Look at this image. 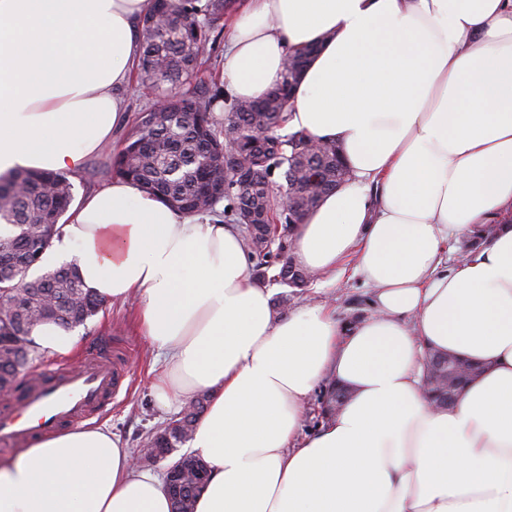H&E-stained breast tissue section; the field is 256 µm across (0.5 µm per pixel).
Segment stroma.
Here are the masks:
<instances>
[{"label":"stroma","instance_id":"35a3bbf8","mask_svg":"<svg viewBox=\"0 0 512 512\" xmlns=\"http://www.w3.org/2000/svg\"><path fill=\"white\" fill-rule=\"evenodd\" d=\"M125 127H118L112 134V142L104 150L89 156L82 173L72 176L75 199H82L92 190L111 183L112 158L123 146ZM272 301L276 311L285 306L303 303L328 302L335 307L340 318L352 320L368 315L371 310V291L359 278L344 276L336 286H325L322 279L311 277L300 288L282 283H271ZM138 306L136 302L109 303L86 324L79 328L80 347L66 354H56L32 361V368L38 369L50 364H78L82 347L88 346L99 337L109 336L125 342L128 353L126 383L128 392L120 396L116 405L102 417L101 422L120 435L135 457L144 461L145 467L155 473H164L173 459L188 453V444L178 445L166 458H145L143 449L147 437L163 426L171 411L160 408L150 390L151 377L146 370L152 362V347L137 326Z\"/></svg>","mask_w":512,"mask_h":512}]
</instances>
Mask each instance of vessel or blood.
I'll list each match as a JSON object with an SVG mask.
<instances>
[{"label": "vessel or blood", "instance_id": "1", "mask_svg": "<svg viewBox=\"0 0 512 512\" xmlns=\"http://www.w3.org/2000/svg\"><path fill=\"white\" fill-rule=\"evenodd\" d=\"M79 368L33 375L20 395L0 398V444L30 446L39 438L102 413L126 380L108 340L89 346Z\"/></svg>", "mask_w": 512, "mask_h": 512}]
</instances>
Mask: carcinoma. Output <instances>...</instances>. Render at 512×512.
I'll list each match as a JSON object with an SVG mask.
<instances>
[{
	"label": "carcinoma",
	"mask_w": 512,
	"mask_h": 512,
	"mask_svg": "<svg viewBox=\"0 0 512 512\" xmlns=\"http://www.w3.org/2000/svg\"><path fill=\"white\" fill-rule=\"evenodd\" d=\"M235 9L236 0H152L139 20L143 44L138 77L155 98L167 101V107L138 113L112 171L183 214L214 213L226 198L224 146L252 138L258 146L243 156V162L262 173L264 183L233 197V223L242 226L247 250L257 259L263 277L265 270L279 266L280 254L266 249L265 228L249 231L242 215L264 212L284 252L290 249L288 216L302 219L349 177V171L334 144L314 149L303 131L285 129V109L310 48L288 57L281 84L262 99L259 112L252 100L221 106L224 92L216 85L182 90L202 65L209 32ZM278 178L285 182L286 209L270 189ZM73 199V184L62 171L19 168L0 174V226H5L0 234V301L11 304L0 312L4 349L22 347L32 355L29 330L34 322L48 317L76 327L103 307L70 264L29 278L32 261L43 256L52 236L60 233ZM186 435L184 426L164 430L154 447L174 448ZM180 496L172 499V512L193 508L198 491L183 479Z\"/></svg>",
	"instance_id": "carcinoma-1"
}]
</instances>
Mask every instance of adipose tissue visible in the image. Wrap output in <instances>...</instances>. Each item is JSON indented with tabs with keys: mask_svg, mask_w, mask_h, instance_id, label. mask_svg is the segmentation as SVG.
<instances>
[{
	"mask_svg": "<svg viewBox=\"0 0 512 512\" xmlns=\"http://www.w3.org/2000/svg\"><path fill=\"white\" fill-rule=\"evenodd\" d=\"M149 0H0V173L83 170L126 120ZM318 45L290 126L336 143L352 177L296 225L294 260L372 289L276 315L235 225L114 178L71 210L43 260L106 302L139 299L173 408L203 394L194 512H512V0H246L224 45L229 100ZM495 235L442 271L450 240ZM483 362L457 401L422 386L425 349ZM350 393L302 435L324 380ZM0 512H172L107 426L0 461Z\"/></svg>",
	"mask_w": 512,
	"mask_h": 512,
	"instance_id": "adipose-tissue-1",
	"label": "adipose tissue"
}]
</instances>
